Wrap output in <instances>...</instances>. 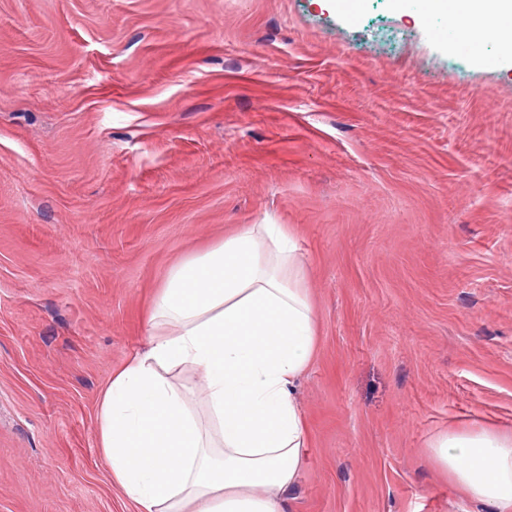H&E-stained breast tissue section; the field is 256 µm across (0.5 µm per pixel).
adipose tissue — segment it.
I'll list each match as a JSON object with an SVG mask.
<instances>
[{
    "label": "adipose tissue",
    "instance_id": "adipose-tissue-1",
    "mask_svg": "<svg viewBox=\"0 0 512 512\" xmlns=\"http://www.w3.org/2000/svg\"><path fill=\"white\" fill-rule=\"evenodd\" d=\"M470 18L471 38L512 40V0H427ZM280 224H251L170 273L148 348L98 400V448L137 512H286L308 432L297 379L317 349L315 314ZM199 372L198 416L177 372ZM431 456L471 503L512 512V432L454 430Z\"/></svg>",
    "mask_w": 512,
    "mask_h": 512
}]
</instances>
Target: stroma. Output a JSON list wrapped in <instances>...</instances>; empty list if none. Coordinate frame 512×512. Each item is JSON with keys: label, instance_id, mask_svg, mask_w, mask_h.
Segmentation results:
<instances>
[{"label": "stroma", "instance_id": "stroma-1", "mask_svg": "<svg viewBox=\"0 0 512 512\" xmlns=\"http://www.w3.org/2000/svg\"><path fill=\"white\" fill-rule=\"evenodd\" d=\"M355 2L0 0V512H134L100 393L247 224L316 314L289 512H479L430 449L512 431V49Z\"/></svg>", "mask_w": 512, "mask_h": 512}]
</instances>
